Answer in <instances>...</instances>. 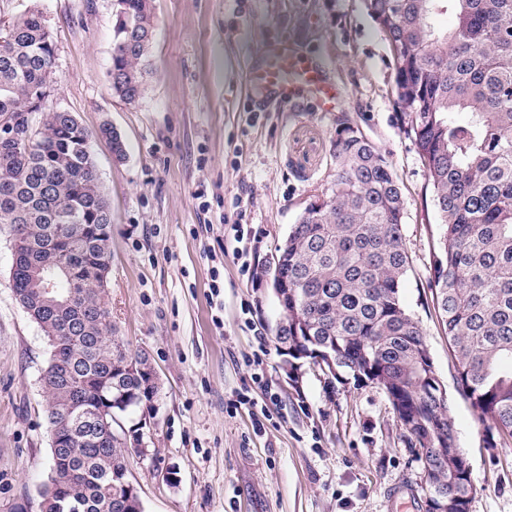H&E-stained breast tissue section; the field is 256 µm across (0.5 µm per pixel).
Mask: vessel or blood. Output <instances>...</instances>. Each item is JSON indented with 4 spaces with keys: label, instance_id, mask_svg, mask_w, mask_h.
I'll return each instance as SVG.
<instances>
[{
    "label": "vessel or blood",
    "instance_id": "b4317fda",
    "mask_svg": "<svg viewBox=\"0 0 512 512\" xmlns=\"http://www.w3.org/2000/svg\"><path fill=\"white\" fill-rule=\"evenodd\" d=\"M250 82L258 87L266 104L291 102L301 91L318 102L332 92L326 75L310 66L299 46L285 37L266 43L252 64Z\"/></svg>",
    "mask_w": 512,
    "mask_h": 512
}]
</instances>
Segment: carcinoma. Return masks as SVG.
Instances as JSON below:
<instances>
[{"mask_svg":"<svg viewBox=\"0 0 512 512\" xmlns=\"http://www.w3.org/2000/svg\"><path fill=\"white\" fill-rule=\"evenodd\" d=\"M396 61L400 120L426 169L438 215L431 254V300L457 367V386L494 435L512 438V0H365ZM124 20L113 26L111 69L118 99L133 105L153 73V0H120ZM453 10L440 31L433 17ZM0 40V224L21 246L11 288L48 346L41 378L49 428L69 439L51 448L40 512H143L129 497L122 416L145 407L138 398L152 368L112 325L98 271L111 257L110 205L89 163L98 132L54 106L44 87L55 44L43 13L33 8ZM41 126L18 142L5 136ZM336 181L317 206L304 209L277 247L274 263L288 280L279 303L278 348L326 353L322 363L339 383L389 382L383 387L424 467L426 500L448 495L449 512H468L470 468L458 455L448 396L427 380L419 322L402 288L412 261L405 245L404 199L385 155L363 138L332 139ZM65 252L71 275L59 273L52 295L41 292L37 260ZM112 404L96 432L83 415Z\"/></svg>","mask_w":512,"mask_h":512,"instance_id":"carcinoma-1","label":"carcinoma"}]
</instances>
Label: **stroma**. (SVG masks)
<instances>
[{"mask_svg": "<svg viewBox=\"0 0 512 512\" xmlns=\"http://www.w3.org/2000/svg\"><path fill=\"white\" fill-rule=\"evenodd\" d=\"M34 6L54 35L57 107L93 131L111 124L127 147L121 161L102 143L94 154L112 212V322L149 354L160 383L151 412L122 418L146 446L127 454L144 512H426L423 463L385 393L330 382L308 360L288 375L274 339L281 310L259 276L307 203L332 186L341 116L399 180L412 257L404 303L451 400L477 488L469 512H512V441L489 445L456 388L429 289L436 210L400 121L394 54L364 0H154L153 73L133 105L110 85L112 0H0V22ZM283 33L327 66L336 100L259 104L249 64ZM241 209L252 227L245 270L222 231ZM12 264L10 227L0 224V512H38L51 459L40 382L48 354L12 293ZM270 392L276 404L256 427ZM242 396L249 405L238 406Z\"/></svg>", "mask_w": 512, "mask_h": 512, "instance_id": "obj_1", "label": "stroma"}]
</instances>
